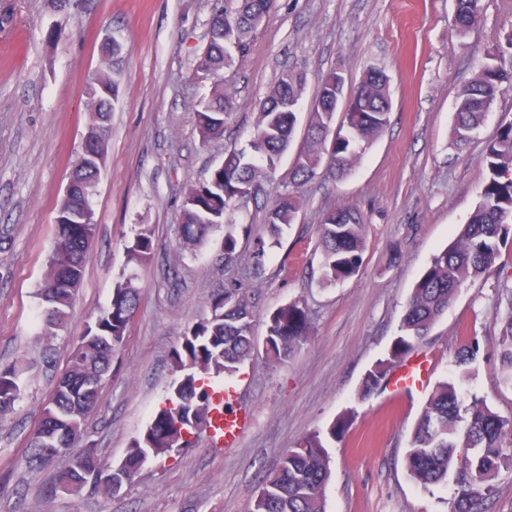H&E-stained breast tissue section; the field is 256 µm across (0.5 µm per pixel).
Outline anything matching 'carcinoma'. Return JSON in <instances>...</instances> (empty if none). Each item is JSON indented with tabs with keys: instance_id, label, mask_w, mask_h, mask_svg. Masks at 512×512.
I'll list each match as a JSON object with an SVG mask.
<instances>
[{
	"instance_id": "cac0c4a2",
	"label": "carcinoma",
	"mask_w": 512,
	"mask_h": 512,
	"mask_svg": "<svg viewBox=\"0 0 512 512\" xmlns=\"http://www.w3.org/2000/svg\"><path fill=\"white\" fill-rule=\"evenodd\" d=\"M274 0H224L214 8L211 36L197 55L195 74L209 82L208 99L196 110L202 140L224 135V114L234 108V99L224 89L222 73L232 66L235 56L245 54L253 34L272 8ZM479 0H456L454 23L466 32L475 20ZM512 51V34L506 45L497 48L495 59L484 65L476 77L457 94L452 138L458 145L471 141L503 84L512 83V70L502 64L505 51ZM108 67L94 74L87 87L92 120L88 125L91 153L104 159L108 153V121L112 106L101 101L103 91L117 100L120 89L119 64L125 47L121 42L103 46ZM304 77L283 71L258 104V123L247 148L225 150L224 162L214 168L209 179L189 188L177 226L178 244L192 250L201 246L209 231L224 225V257L230 261L236 249L234 214L237 199L260 188L264 178L294 141L297 116L289 104L298 103ZM347 111L338 113L339 107ZM391 101L384 71L369 68L356 92L346 96L344 77L332 70L321 78L314 107L309 112L303 147L290 171V189L278 193L265 204V224L278 234L295 223L301 201L298 189L328 165L343 176L390 120ZM341 121H336V116ZM487 180L481 201L464 225L458 241L434 257L431 266L417 282L402 318L403 335L390 358L366 378V387L377 385L389 364L403 358L414 344L427 335L470 278L492 268L505 273L508 263H499L501 245L512 232V123L500 128L496 139L486 147ZM90 162H78L71 174L72 193L58 205L54 246L46 260L43 285L37 295L44 306L45 335L67 325L69 309L81 285L89 259L96 225L81 241L79 225L69 224V213L85 204V193L96 189ZM321 248L320 282L331 286L355 274L366 247L365 224L353 206L343 205L322 214L315 229ZM127 263L144 266L153 254L151 225L141 224L125 245ZM134 276L121 278L112 288V301L85 329L74 347L68 364L57 378L51 397L41 415L30 443L27 462L40 468L44 448L71 452L82 439L86 423L100 397L103 378L109 373L112 355L126 341L129 324L139 302ZM508 309L501 316L499 340V383L512 388V287L504 285ZM254 312L249 299L236 288L212 294L209 313L189 328L181 348L173 352L177 378L161 410L143 435L136 438L117 466L97 464L94 485L112 494L116 478L130 480L151 457L170 454L182 447L184 433L210 427L215 393L211 379L233 377L240 365L257 351L253 335ZM307 335L304 314L295 305H286L268 319L264 343L266 356L278 362L299 346ZM476 348L470 343L459 347L453 361L460 370L473 360ZM23 364L0 366V425L10 416L20 398L19 379ZM90 465L87 452L71 456L67 467L53 477L48 496L59 492L78 495L87 485L85 472ZM410 475L424 488L437 487L453 478L454 493L448 512H489L492 481L502 470H512V418H504L477 397L465 402L460 388L443 381L430 393L415 426L406 455ZM331 471L329 457L314 436L305 444L287 450L278 468L265 478L250 512H326L325 488Z\"/></svg>"
}]
</instances>
